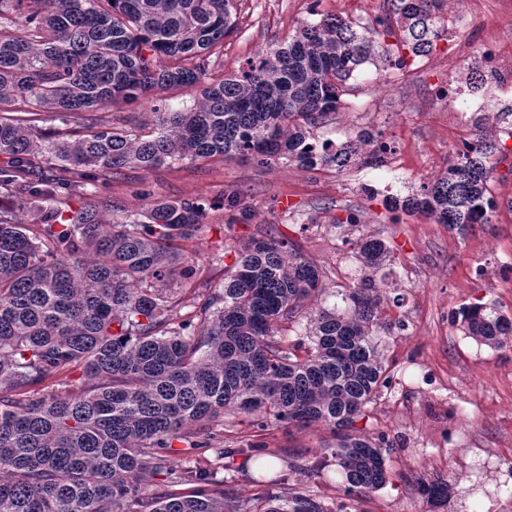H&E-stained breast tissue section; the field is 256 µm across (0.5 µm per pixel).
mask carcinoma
<instances>
[{"label": "carcinoma", "mask_w": 512, "mask_h": 512, "mask_svg": "<svg viewBox=\"0 0 512 512\" xmlns=\"http://www.w3.org/2000/svg\"><path fill=\"white\" fill-rule=\"evenodd\" d=\"M366 25L325 18L217 77L211 56L237 30L238 0H0V512H241L224 484L170 463L177 440L211 446L206 427L229 409L258 431L321 424L343 477L332 504L309 492L266 494V512H351L388 478L390 436L356 422L391 376L374 342L380 295L372 273L390 250L357 241L370 274L342 294L344 308H314L323 272L268 233L235 251L223 291L174 315L175 286L195 275L178 247L211 204L159 198L137 217L104 224L101 192L121 169L221 157L265 167L289 162L341 172L379 169L390 146L360 131L341 144L315 137L362 65L394 69L424 57L448 24L443 0H385ZM401 34L390 45L379 30ZM191 108L154 112L146 133L121 122L71 127L85 112L182 88ZM56 112L67 128L36 125ZM475 138L422 192L390 201L460 233L496 208L489 184L495 143ZM85 203L75 208V198ZM453 321L490 348L512 345V316L462 306ZM85 387L34 391L63 369ZM162 477L161 490L141 483ZM446 502L438 477L419 485Z\"/></svg>", "instance_id": "1"}]
</instances>
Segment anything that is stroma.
<instances>
[{
    "instance_id": "1",
    "label": "stroma",
    "mask_w": 512,
    "mask_h": 512,
    "mask_svg": "<svg viewBox=\"0 0 512 512\" xmlns=\"http://www.w3.org/2000/svg\"><path fill=\"white\" fill-rule=\"evenodd\" d=\"M383 10V0H242L239 29L225 38L212 58L213 68L219 76L238 72L261 50L288 41L304 23L336 16L366 22ZM478 17L491 22L484 34L512 50V0H452V41L437 40L427 56L393 74L362 66L336 115L316 129L320 139L337 143L365 128L379 131L391 148L387 167L339 172L275 163L258 168L211 158L152 171L126 168L112 177V197L120 210H99L103 222L124 221L143 208L139 191L146 187L159 196L214 202L204 224L182 244L196 269L181 287L182 314L193 311L195 291L223 288L226 267L234 261L224 252L221 231L229 218L221 203L230 193H237L248 213L235 228V243L274 225L275 236L295 242L323 272L321 307L341 305V291L363 277L356 258L359 238L376 233L385 240L391 248L390 273L376 334L392 382L365 424L368 432L390 434L396 446L387 484L360 499L358 512H512V485L501 486L495 469L476 454L480 448L512 453V347L481 345L451 319L453 311L471 303L512 312V142H498L490 159V190L499 207L488 223L461 235L423 214L384 207L388 197L419 192L447 168L450 146L475 132L471 92L461 90L452 109L437 90L457 69L475 66L484 35L471 27ZM351 212L359 215L358 226L334 228L335 220ZM209 430L216 436L214 450L180 452L175 459L189 457L208 469L246 512H263L257 498L271 480L284 496L306 490L327 502L340 497L341 477L326 458L329 428L257 432L227 411L210 422ZM255 441L272 450L299 449L310 465L291 471L281 463L257 472L255 461L243 452ZM219 448L236 454L217 458ZM425 453L435 462L423 470L417 458ZM438 477L451 484V498L442 507L418 492L420 482Z\"/></svg>"
}]
</instances>
